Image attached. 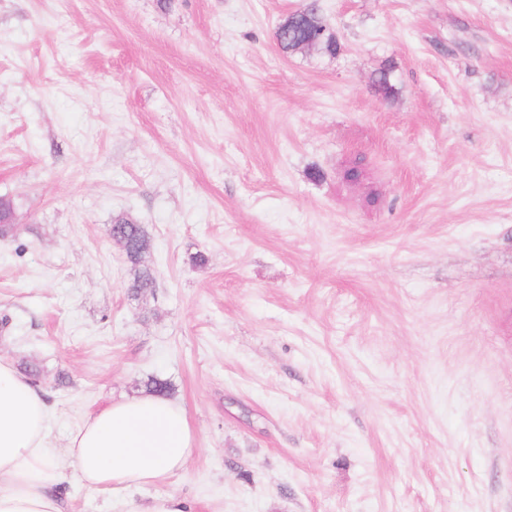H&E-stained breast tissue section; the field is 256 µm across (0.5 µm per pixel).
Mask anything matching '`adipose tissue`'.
Listing matches in <instances>:
<instances>
[{
  "instance_id": "obj_1",
  "label": "adipose tissue",
  "mask_w": 512,
  "mask_h": 512,
  "mask_svg": "<svg viewBox=\"0 0 512 512\" xmlns=\"http://www.w3.org/2000/svg\"><path fill=\"white\" fill-rule=\"evenodd\" d=\"M50 423L32 379L0 359V512H66L65 460L81 486L113 498L183 471L193 448L184 409L161 396L106 404L63 448Z\"/></svg>"
}]
</instances>
